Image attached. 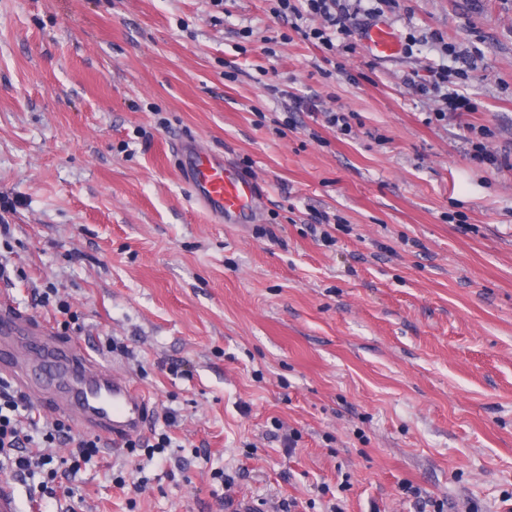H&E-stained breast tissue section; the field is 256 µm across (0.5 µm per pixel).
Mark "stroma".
Wrapping results in <instances>:
<instances>
[{
  "label": "stroma",
  "mask_w": 512,
  "mask_h": 512,
  "mask_svg": "<svg viewBox=\"0 0 512 512\" xmlns=\"http://www.w3.org/2000/svg\"><path fill=\"white\" fill-rule=\"evenodd\" d=\"M223 2L0 0V296L60 336L32 301L57 288L154 426L178 415L167 456L102 447L42 512H225L216 468L263 512H512V0H383L418 39L388 59L366 13L327 58L280 41L272 0ZM438 65L474 111L429 120L411 81ZM480 130L496 164L469 156ZM190 143L257 180L248 222L194 202Z\"/></svg>",
  "instance_id": "obj_1"
}]
</instances>
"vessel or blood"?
I'll use <instances>...</instances> for the list:
<instances>
[{
    "instance_id": "b4317fda",
    "label": "vessel or blood",
    "mask_w": 512,
    "mask_h": 512,
    "mask_svg": "<svg viewBox=\"0 0 512 512\" xmlns=\"http://www.w3.org/2000/svg\"><path fill=\"white\" fill-rule=\"evenodd\" d=\"M364 41L377 57L399 50L396 33L383 21L366 29ZM182 163L197 202L209 212L229 224L252 214L256 184L223 156L188 146ZM0 377L25 392L41 385L53 414L116 443L142 434L151 419L148 396L130 379L87 345L54 335L47 322L7 301L0 303Z\"/></svg>"
}]
</instances>
